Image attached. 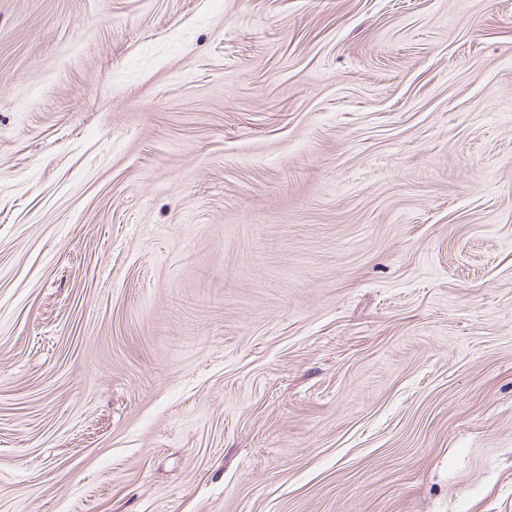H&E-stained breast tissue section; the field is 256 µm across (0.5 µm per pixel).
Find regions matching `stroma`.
I'll use <instances>...</instances> for the list:
<instances>
[{
  "mask_svg": "<svg viewBox=\"0 0 512 512\" xmlns=\"http://www.w3.org/2000/svg\"><path fill=\"white\" fill-rule=\"evenodd\" d=\"M0 512H512V0H0Z\"/></svg>",
  "mask_w": 512,
  "mask_h": 512,
  "instance_id": "obj_1",
  "label": "stroma"
}]
</instances>
